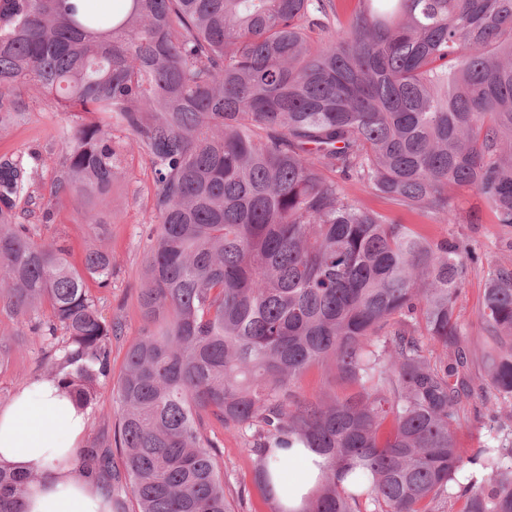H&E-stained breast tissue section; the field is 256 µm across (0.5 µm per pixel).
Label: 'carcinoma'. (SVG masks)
Returning a JSON list of instances; mask_svg holds the SVG:
<instances>
[{
	"mask_svg": "<svg viewBox=\"0 0 512 512\" xmlns=\"http://www.w3.org/2000/svg\"><path fill=\"white\" fill-rule=\"evenodd\" d=\"M0 0V130L26 88L73 117L56 193L102 230L136 137L156 173L158 227L140 291L146 325L116 386L115 449L84 466L137 512H233L206 419L254 429V482L274 512H512V263L480 311L491 442L455 439L470 395L456 316L481 257L348 200L355 182L409 212L457 223L465 187L512 225V0ZM41 157L0 158V300L49 341L75 405L89 407L118 321L112 257L81 269L59 240L17 221ZM48 313L40 314L43 305ZM441 349L424 354V341ZM325 364L357 387L302 399ZM392 430L384 433L386 421ZM327 460L301 506L276 497L290 452ZM119 461H114L113 453ZM478 466L482 481H458ZM35 480L0 468V512Z\"/></svg>",
	"mask_w": 512,
	"mask_h": 512,
	"instance_id": "1",
	"label": "carcinoma"
}]
</instances>
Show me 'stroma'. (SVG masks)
Wrapping results in <instances>:
<instances>
[{"label": "stroma", "mask_w": 512, "mask_h": 512, "mask_svg": "<svg viewBox=\"0 0 512 512\" xmlns=\"http://www.w3.org/2000/svg\"><path fill=\"white\" fill-rule=\"evenodd\" d=\"M20 110L22 120L0 131V157L36 152L45 160L33 185L35 203L21 214V222L39 226L40 241L63 237L74 266H81L91 247L102 246L112 254L111 287L101 289L93 282L88 285L105 320H117L123 326L122 335L111 344L109 375L103 379L95 401L88 408L86 443L97 440L108 444L113 440L117 412L115 387L122 373L125 354L145 325L139 295L150 248L148 234L157 226L155 173L147 155L130 144V132H122V139L129 142L122 158L123 175L112 186V209L103 217L104 229H95L84 223L83 210L77 202L54 192L57 161L64 146L60 132L70 126V115L55 109L49 97L30 91L22 92ZM344 190L351 201L363 208L413 225L434 239L456 236L482 255V264L471 266L469 270L456 310L471 351V372L476 384L473 395L459 411L456 437L463 447H478L488 435V408L499 397L484 377L479 350V313L488 271L499 262L512 259V227L498 224L485 203L466 189L452 193L459 216L455 224L442 223L430 213L407 212L390 199L353 182L345 183ZM46 207L51 210V220L47 223L42 220V210ZM474 212L480 216L476 224L468 221ZM0 336L7 337L11 346L8 362L0 369V404L3 405L25 383L47 376L52 360L50 349L40 336L28 331L16 334L14 318L1 310ZM295 392L300 397L313 399L331 394L345 397L350 395L351 389L328 367L314 365L301 376ZM208 428L217 445V459L224 472V495L234 512H272V500L265 498L254 482L256 457L250 435L225 429L214 420L209 421Z\"/></svg>", "instance_id": "1"}]
</instances>
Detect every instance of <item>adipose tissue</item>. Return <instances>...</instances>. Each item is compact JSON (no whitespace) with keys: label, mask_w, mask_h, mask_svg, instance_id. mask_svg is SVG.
Returning a JSON list of instances; mask_svg holds the SVG:
<instances>
[{"label":"adipose tissue","mask_w":512,"mask_h":512,"mask_svg":"<svg viewBox=\"0 0 512 512\" xmlns=\"http://www.w3.org/2000/svg\"><path fill=\"white\" fill-rule=\"evenodd\" d=\"M89 422L57 379L24 384L0 406V468L36 475L23 512H112V500L79 463Z\"/></svg>","instance_id":"adipose-tissue-1"}]
</instances>
